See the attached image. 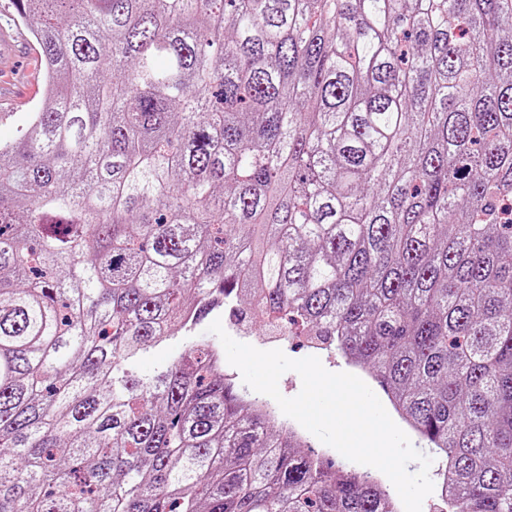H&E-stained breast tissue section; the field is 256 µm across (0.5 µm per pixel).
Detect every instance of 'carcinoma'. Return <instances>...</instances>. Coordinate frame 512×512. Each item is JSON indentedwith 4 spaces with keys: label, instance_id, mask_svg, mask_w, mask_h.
<instances>
[{
    "label": "carcinoma",
    "instance_id": "obj_1",
    "mask_svg": "<svg viewBox=\"0 0 512 512\" xmlns=\"http://www.w3.org/2000/svg\"><path fill=\"white\" fill-rule=\"evenodd\" d=\"M13 0L0 512H398L205 338L246 301L370 370L445 512H512V0ZM0 28L18 48L16 59L3 64L1 59L10 53L11 43L5 36L0 37V113L15 112L5 113L0 123V141L5 143L15 139L29 112L41 105L43 85L39 74L40 57L29 25L17 19L11 0H0ZM19 95L28 100L21 108L17 105ZM283 424L285 426L291 428L295 432H297L299 434H302V435L304 434L302 432V430H303L309 436L312 444L316 447V449L329 451L327 454L331 458L336 460L337 462L344 463V464H347L349 466H353V467H355L357 469H360V470H367V471H371V472H376L377 474L375 476H373V478L382 479V475L378 474L380 472L379 470H377V469H375L373 467H370V466L356 464V463H353V462L347 460L339 452H337L335 449H333L332 447H330V446L322 443L320 440H318L313 434H311L309 431H307L305 428H303L299 423L298 424L302 428V430L299 429V427L294 422H284Z\"/></svg>",
    "mask_w": 512,
    "mask_h": 512
}]
</instances>
